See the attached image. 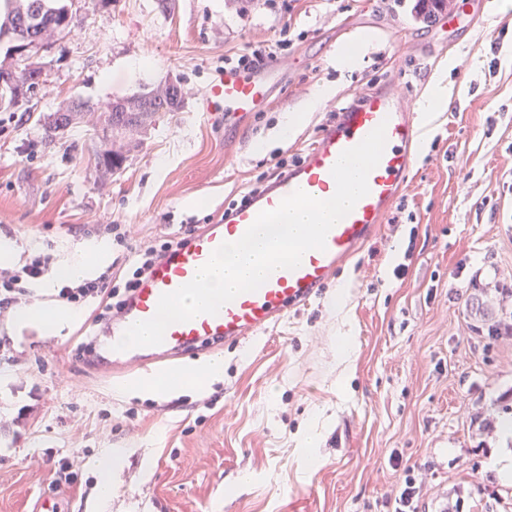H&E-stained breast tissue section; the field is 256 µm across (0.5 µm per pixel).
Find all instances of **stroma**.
Returning <instances> with one entry per match:
<instances>
[{
    "instance_id": "stroma-1",
    "label": "stroma",
    "mask_w": 512,
    "mask_h": 512,
    "mask_svg": "<svg viewBox=\"0 0 512 512\" xmlns=\"http://www.w3.org/2000/svg\"><path fill=\"white\" fill-rule=\"evenodd\" d=\"M71 33L45 55V82L0 114V236L15 266L45 254L77 260L111 243L114 274L133 243L175 238L239 199L275 157H301L327 113L394 83L413 105L444 76L448 101L416 143L396 221L343 265L310 304L239 344L113 374L78 351L99 333L96 302L51 332L10 327L0 312V512H394L405 468L419 512H512V483L491 457H512V338L479 332L483 313L512 320V16L484 15L452 43L417 0H73ZM355 29L341 32L347 20ZM286 33L282 79L268 106L225 125L205 93L224 60ZM367 33L351 69L337 50ZM177 78L180 111L162 116L122 172L100 184L84 127L45 140L41 121L70 98L102 104ZM329 95L288 139L282 114ZM348 290L343 313L332 301ZM353 363L336 378V339ZM224 374L174 392H141L142 376L202 369ZM316 432L315 448L304 445ZM125 449L115 490L97 504V460ZM318 465H310L309 457ZM68 459L72 485L56 486ZM251 483L238 490L241 474Z\"/></svg>"
}]
</instances>
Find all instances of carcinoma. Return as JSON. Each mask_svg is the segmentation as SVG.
Wrapping results in <instances>:
<instances>
[{
	"label": "carcinoma",
	"mask_w": 512,
	"mask_h": 512,
	"mask_svg": "<svg viewBox=\"0 0 512 512\" xmlns=\"http://www.w3.org/2000/svg\"><path fill=\"white\" fill-rule=\"evenodd\" d=\"M72 0H0V48H6L5 56L23 46L32 36L45 35L59 28L70 26ZM34 89L23 77L0 67V111L15 108L21 97ZM183 97L180 90L166 84L147 88L139 93L112 100L99 114L98 127L93 129L96 149L93 153L96 170L112 176L120 172L126 156L122 152L124 142L148 128L166 112L181 109ZM75 112H54L43 127L51 139L58 133L83 123V114L98 108L87 99H80Z\"/></svg>",
	"instance_id": "1"
}]
</instances>
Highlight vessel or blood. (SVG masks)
Segmentation results:
<instances>
[{
	"mask_svg": "<svg viewBox=\"0 0 512 512\" xmlns=\"http://www.w3.org/2000/svg\"><path fill=\"white\" fill-rule=\"evenodd\" d=\"M482 8L481 0H472L466 10L454 2L449 4L445 14L449 31L458 34L472 29ZM280 80L281 67L273 63L225 69L208 90L209 109L223 113L225 123H236L245 114L265 107ZM381 124L386 127V145L379 164L368 175L369 192L328 232L325 250L306 252L296 269L273 271L257 290L239 294L217 314H201L171 324L159 345L116 350V343L130 325L154 316L161 295L189 283L213 251L222 243L240 240L261 211L275 209L299 189L321 200L332 197L336 182L331 170L340 154ZM417 136L414 109L392 85L357 94L354 102L320 131L297 165L274 178L262 192L232 207L223 221L206 225L186 245L170 250L152 268L111 325L96 336L93 351L97 358L111 361L116 373L171 361L205 343L249 338L286 312L308 304L336 269L378 232L413 170Z\"/></svg>",
	"mask_w": 512,
	"mask_h": 512,
	"instance_id": "obj_1",
	"label": "vessel or blood"
}]
</instances>
